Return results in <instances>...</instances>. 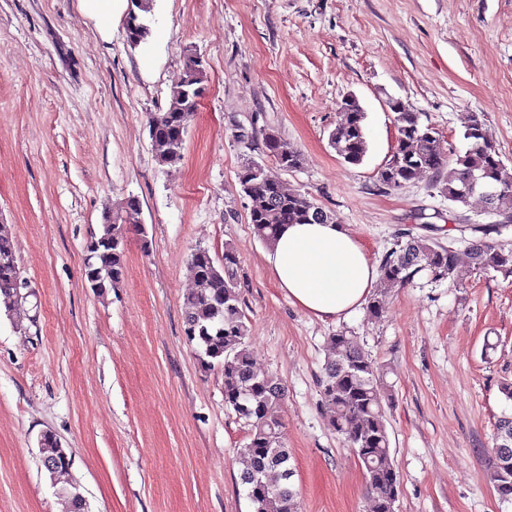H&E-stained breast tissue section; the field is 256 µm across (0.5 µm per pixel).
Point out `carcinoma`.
<instances>
[{
  "instance_id": "carcinoma-1",
  "label": "carcinoma",
  "mask_w": 512,
  "mask_h": 512,
  "mask_svg": "<svg viewBox=\"0 0 512 512\" xmlns=\"http://www.w3.org/2000/svg\"><path fill=\"white\" fill-rule=\"evenodd\" d=\"M152 0L145 6L132 3L125 18L127 41L136 47L150 34L146 23ZM188 85L206 82L207 74L195 59L186 58ZM183 86L171 91L167 109L151 112L148 128L158 164L174 168L183 160L185 136L195 113L181 110ZM345 120L329 134V145L343 162L362 163L367 152L364 134L366 113L352 103L344 104ZM397 144L390 161L378 172L380 185L397 189L414 181L419 173L431 175L432 186L453 203L468 204L464 183L479 180L482 200L488 212L499 217L496 234L512 228V172L504 165L496 146L487 138L483 118L468 117L464 139L470 148L462 155H443L436 142L437 132L420 123L415 112L396 113ZM265 148L279 167L293 171L301 167L303 155L294 145L274 134L265 138ZM238 181L243 192L254 198L249 213L258 236L271 243L285 224H301L310 216L327 211L314 199L301 194L285 195L279 185L265 178L262 168L246 165ZM140 202L127 201L124 210L105 219L99 234L89 243L90 262L84 265V278L102 284L105 295L124 283L127 277V245L130 235L140 236L148 247L145 227L139 221ZM472 269L480 272L512 273V248L488 242L482 237L467 241ZM13 256L10 233L0 225V308L10 310L17 303L15 284L20 280ZM189 268L196 288L182 305L184 334L198 347L199 360L207 368L219 367L224 375V406L248 426L241 454L248 468L240 475L253 512H299L298 493L291 482L290 453L283 437L281 409L285 387L272 374L255 369L248 347V325L239 276L240 259L235 247L224 245L217 259L206 248L195 249ZM435 278L462 280L456 252L425 236H412L388 252L380 264V292L370 297L366 316L370 321L385 313L384 294L392 288L413 283L421 272ZM331 347L323 367L322 403L332 426L356 456L365 477L371 512H395L400 496V475L390 451L385 407L392 404L391 386L384 382L382 368L368 356L357 337L340 330L329 337ZM43 466L65 504V512H84L83 501L71 476L69 464H57V438L45 433L41 438ZM488 475L498 496L512 501V412L496 422L493 445L487 449Z\"/></svg>"
}]
</instances>
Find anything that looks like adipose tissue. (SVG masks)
<instances>
[{
  "mask_svg": "<svg viewBox=\"0 0 512 512\" xmlns=\"http://www.w3.org/2000/svg\"><path fill=\"white\" fill-rule=\"evenodd\" d=\"M264 258L289 301L321 320L363 307L378 279L357 239L335 222L287 225Z\"/></svg>",
  "mask_w": 512,
  "mask_h": 512,
  "instance_id": "adipose-tissue-1",
  "label": "adipose tissue"
}]
</instances>
